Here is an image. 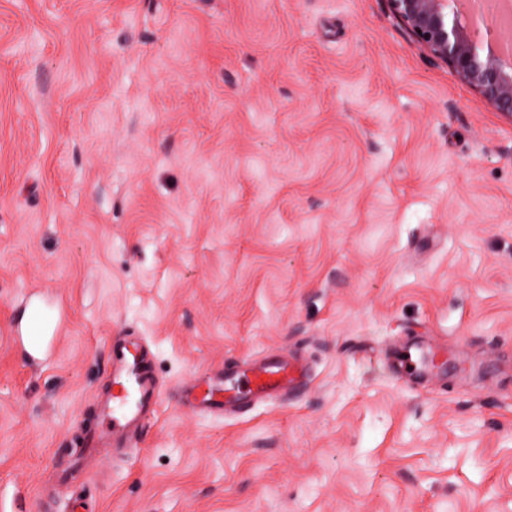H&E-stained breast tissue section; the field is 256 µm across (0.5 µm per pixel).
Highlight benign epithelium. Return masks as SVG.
Wrapping results in <instances>:
<instances>
[{"instance_id": "1", "label": "benign epithelium", "mask_w": 512, "mask_h": 512, "mask_svg": "<svg viewBox=\"0 0 512 512\" xmlns=\"http://www.w3.org/2000/svg\"><path fill=\"white\" fill-rule=\"evenodd\" d=\"M390 7L409 35L432 57L448 67L497 111L512 117V73L506 71L501 50L504 37L492 34L476 40L475 28L484 23L473 13L468 24L454 7L458 0H389Z\"/></svg>"}]
</instances>
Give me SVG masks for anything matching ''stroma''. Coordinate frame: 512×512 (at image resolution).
I'll return each instance as SVG.
<instances>
[{
	"label": "stroma",
	"mask_w": 512,
	"mask_h": 512,
	"mask_svg": "<svg viewBox=\"0 0 512 512\" xmlns=\"http://www.w3.org/2000/svg\"><path fill=\"white\" fill-rule=\"evenodd\" d=\"M33 292L65 317L37 366L8 334ZM117 336L163 397L76 468ZM284 356L285 396H175ZM77 496L512 512V117L388 0H0V499Z\"/></svg>",
	"instance_id": "1"
}]
</instances>
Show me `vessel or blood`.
I'll return each instance as SVG.
<instances>
[{
	"label": "vessel or blood",
	"instance_id": "b4317fda",
	"mask_svg": "<svg viewBox=\"0 0 512 512\" xmlns=\"http://www.w3.org/2000/svg\"><path fill=\"white\" fill-rule=\"evenodd\" d=\"M62 323V315L33 305L16 333L30 351L40 353L47 341L59 334ZM112 351V391L100 404L104 427L89 438L88 445L117 450L129 447L145 414L160 401L162 388L145 359L139 341L128 338L117 340ZM288 382L287 364L271 362L246 372L220 375L204 386L183 384L182 393L190 405L220 417L227 406L238 401L277 396Z\"/></svg>",
	"mask_w": 512,
	"mask_h": 512
}]
</instances>
